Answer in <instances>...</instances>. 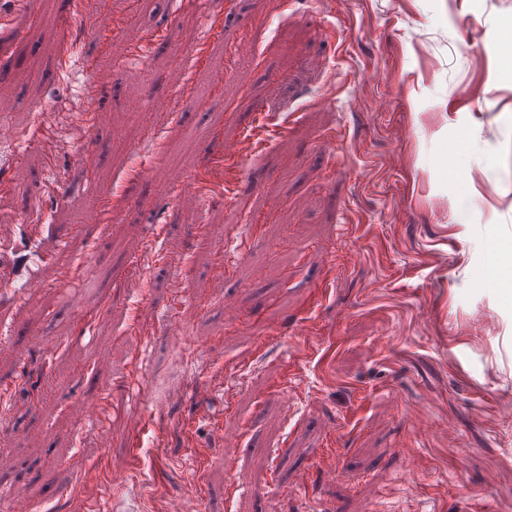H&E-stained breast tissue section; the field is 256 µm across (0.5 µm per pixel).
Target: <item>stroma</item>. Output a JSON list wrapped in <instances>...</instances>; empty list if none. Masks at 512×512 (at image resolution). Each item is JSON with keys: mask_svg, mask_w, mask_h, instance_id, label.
I'll use <instances>...</instances> for the list:
<instances>
[{"mask_svg": "<svg viewBox=\"0 0 512 512\" xmlns=\"http://www.w3.org/2000/svg\"><path fill=\"white\" fill-rule=\"evenodd\" d=\"M100 8L0 23V497L512 512V0ZM85 9L82 16H86L87 22L95 35H108L112 34L115 29V21L112 16L103 13L99 9L90 10L88 5L89 1L83 2Z\"/></svg>", "mask_w": 512, "mask_h": 512, "instance_id": "1", "label": "stroma"}]
</instances>
